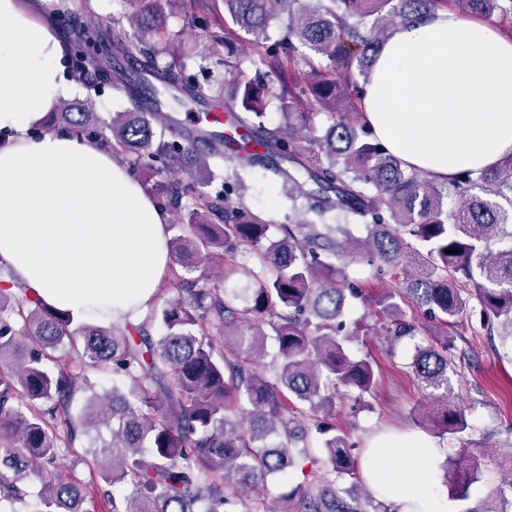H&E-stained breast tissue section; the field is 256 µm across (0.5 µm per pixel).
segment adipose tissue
<instances>
[{"instance_id":"1","label":"adipose tissue","mask_w":512,"mask_h":512,"mask_svg":"<svg viewBox=\"0 0 512 512\" xmlns=\"http://www.w3.org/2000/svg\"><path fill=\"white\" fill-rule=\"evenodd\" d=\"M47 3L0 0V261L13 285L72 319L136 323L170 264L167 215L111 149L31 135L76 91ZM361 106L388 151L437 180L496 167L512 158V39L450 7L397 27ZM446 454L420 432L376 437L363 476L389 512H446L427 478Z\"/></svg>"}]
</instances>
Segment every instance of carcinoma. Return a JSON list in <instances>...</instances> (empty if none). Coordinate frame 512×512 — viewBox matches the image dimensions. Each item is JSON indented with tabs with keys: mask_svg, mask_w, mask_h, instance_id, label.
I'll return each mask as SVG.
<instances>
[{
	"mask_svg": "<svg viewBox=\"0 0 512 512\" xmlns=\"http://www.w3.org/2000/svg\"><path fill=\"white\" fill-rule=\"evenodd\" d=\"M129 27L113 20L112 45L129 47L130 35L150 45L144 68L164 66L169 86L179 87L188 63L207 56L168 31L160 0H127ZM466 18L512 29V0H224V25L251 36L253 74L233 81L228 103L244 116L265 157L246 153L280 177L294 200L307 206L291 224L272 225L234 200L237 184L224 193L202 191L222 159L216 146L195 137L165 140L161 117L132 108L103 118L96 112H53L79 134L93 126L113 150L159 172L187 176L159 184L158 204L185 212L183 234L169 239L171 256L187 271L204 261L234 268L238 249L257 251L262 275L254 276L248 305L239 308L219 288L178 277L177 296L137 325L73 326L65 313L37 297L0 287V512H21L27 486L42 492L35 512H88L80 483L57 463L79 432L105 427L94 453L103 495L112 512H363L354 487L340 488L325 474L296 486L281 506L249 498L256 482L291 467L307 429L295 416L319 420L334 411L340 384L362 398L373 391L375 370L366 358H351L350 336H341L347 265L367 257L379 267L419 262L403 286L387 288L373 301L382 331L397 340L415 331L405 307L457 326L475 301L490 322L512 337V157L479 175L464 170L441 182L409 168L386 150L359 119L357 100L372 72L380 44L400 24L413 25L446 6ZM280 23L278 58L264 49L268 30ZM197 87L166 105L187 110L208 100ZM280 103V124H264L270 100ZM327 127L315 134V118ZM289 168H284L283 163ZM359 224L365 239L325 223L332 213ZM281 236L274 237L271 229ZM455 248L457 253L445 250ZM162 333L151 334L155 324ZM278 343L274 378L261 367L264 342ZM70 347L71 360L56 369L52 352ZM451 342L443 337L419 345L410 368L435 407L434 430L459 437L469 432L466 407L448 400ZM88 368L112 374V391L95 394L71 412L80 392L93 388ZM353 444L345 433L324 441L325 466L336 479L352 476ZM450 498L464 502L483 475L480 459L459 451L443 465ZM234 488L230 496L226 489ZM461 512H512V498L495 488L479 505Z\"/></svg>",
	"mask_w": 512,
	"mask_h": 512,
	"instance_id": "obj_1",
	"label": "carcinoma"
}]
</instances>
